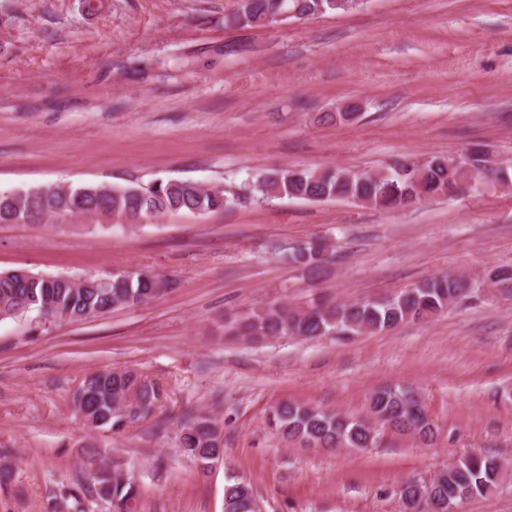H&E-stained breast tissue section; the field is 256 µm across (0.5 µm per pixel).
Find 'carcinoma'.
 <instances>
[{"instance_id":"carcinoma-1","label":"carcinoma","mask_w":512,"mask_h":512,"mask_svg":"<svg viewBox=\"0 0 512 512\" xmlns=\"http://www.w3.org/2000/svg\"><path fill=\"white\" fill-rule=\"evenodd\" d=\"M346 10L343 0H241L233 14L224 17L232 26H263L266 19L293 12L312 18ZM507 175L490 165L486 155L475 152L455 161L433 159L422 165L400 163L386 171L364 173L335 168L323 171L284 169L262 177L257 191L275 199L324 201L350 200L385 210H400L430 196H452L468 178ZM89 186L68 187L45 193L27 189L0 193V209L24 220L33 208L46 213L59 211L72 218L90 214L125 218L220 212L242 204L234 192L204 186L188 179H156L148 184L114 185L102 193L87 194ZM294 261L308 275H321L327 261L324 244L311 243L298 250ZM110 285L77 284L68 277L40 276L27 281L9 271L0 272V319H13L34 312L44 323L81 321L113 309L146 303L167 289L168 282L147 273L126 271L104 275ZM480 284L461 276H440L378 300L336 303L324 297L302 307L271 304L236 322V335L253 341L276 337L334 336L342 332H383L403 324L430 319L452 307L468 304ZM164 396L163 386L135 369H103L86 375L73 397L76 412L96 428L117 432L149 417ZM371 410L398 427L413 429L424 443L433 439L429 424L412 417L417 400L412 392L388 387L371 395ZM268 425L282 437L318 448H370L376 429L365 419L344 416L308 404L291 401L274 406ZM218 422L208 413L188 414L178 438L181 452L202 472L210 470ZM90 479L78 476L60 482L48 492L45 512H57L64 504L73 512H85L86 503L99 502L108 512H138L140 490L134 478L104 462L100 450L86 449ZM504 466L490 454H468L448 464L431 482L443 512L463 499L486 496L504 480ZM252 486L242 480L224 487V512H254Z\"/></svg>"}]
</instances>
